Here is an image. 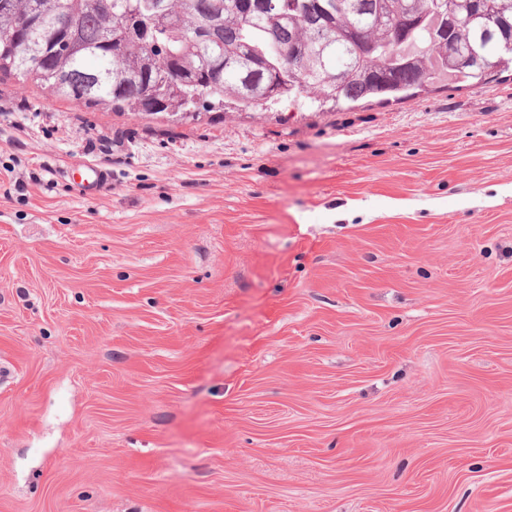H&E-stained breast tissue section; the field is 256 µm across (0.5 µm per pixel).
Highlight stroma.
<instances>
[{"mask_svg": "<svg viewBox=\"0 0 512 512\" xmlns=\"http://www.w3.org/2000/svg\"><path fill=\"white\" fill-rule=\"evenodd\" d=\"M0 512H512V72L187 115L1 78ZM85 172L81 180V191L84 197H91L99 192L103 186L108 182V173L93 164H88L84 167Z\"/></svg>", "mask_w": 512, "mask_h": 512, "instance_id": "obj_1", "label": "stroma"}]
</instances>
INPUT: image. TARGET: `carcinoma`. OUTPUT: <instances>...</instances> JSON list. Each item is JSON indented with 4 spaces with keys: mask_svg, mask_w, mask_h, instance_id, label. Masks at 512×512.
Masks as SVG:
<instances>
[{
    "mask_svg": "<svg viewBox=\"0 0 512 512\" xmlns=\"http://www.w3.org/2000/svg\"><path fill=\"white\" fill-rule=\"evenodd\" d=\"M0 0V74L89 108L180 114L305 98L398 100L442 70L476 87L512 69V0ZM71 22L61 34L53 20ZM473 63L455 68L448 41ZM301 48L290 65L281 50Z\"/></svg>",
    "mask_w": 512,
    "mask_h": 512,
    "instance_id": "1",
    "label": "carcinoma"
}]
</instances>
